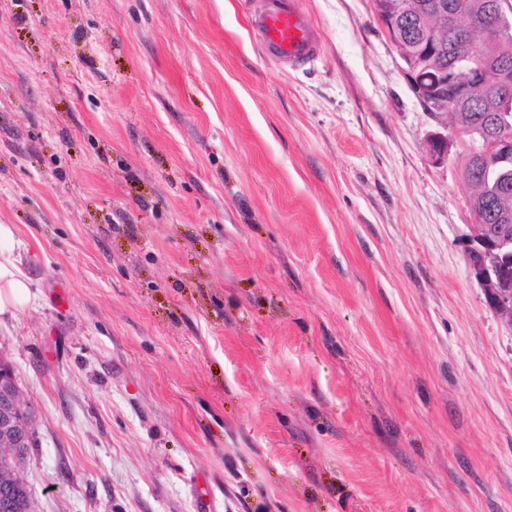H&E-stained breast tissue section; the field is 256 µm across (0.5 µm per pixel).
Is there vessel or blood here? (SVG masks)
Masks as SVG:
<instances>
[{
    "label": "vessel or blood",
    "mask_w": 512,
    "mask_h": 512,
    "mask_svg": "<svg viewBox=\"0 0 512 512\" xmlns=\"http://www.w3.org/2000/svg\"><path fill=\"white\" fill-rule=\"evenodd\" d=\"M265 53L278 64L299 66L312 62L319 47L316 29L298 0H262L251 15Z\"/></svg>",
    "instance_id": "b4317fda"
}]
</instances>
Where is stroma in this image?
I'll use <instances>...</instances> for the list:
<instances>
[{"label": "stroma", "instance_id": "obj_1", "mask_svg": "<svg viewBox=\"0 0 512 512\" xmlns=\"http://www.w3.org/2000/svg\"><path fill=\"white\" fill-rule=\"evenodd\" d=\"M0 0V357L32 512H512V326L373 0ZM251 25L265 53L278 64L304 65L317 56L319 37L298 0H262L251 14ZM30 297L29 280L9 259L0 261V315L14 316Z\"/></svg>", "mask_w": 512, "mask_h": 512}]
</instances>
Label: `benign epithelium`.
I'll return each instance as SVG.
<instances>
[{
  "instance_id": "benign-epithelium-1",
  "label": "benign epithelium",
  "mask_w": 512,
  "mask_h": 512,
  "mask_svg": "<svg viewBox=\"0 0 512 512\" xmlns=\"http://www.w3.org/2000/svg\"><path fill=\"white\" fill-rule=\"evenodd\" d=\"M375 12L388 39L395 45L407 40L408 22L417 19L425 38L414 51L403 56L406 75L424 110L441 127L427 136L428 153L435 163L448 160L451 148L463 149L468 163L478 157L512 153V135L502 129L496 115L512 104V67L497 63L490 49L508 42L512 28V0H492L487 11L473 16L472 27H461L462 17L444 0H374ZM448 52V67L439 70L430 83L423 73L436 66ZM486 110L481 122L469 113ZM456 113L453 125L443 117ZM470 243L477 244L479 262L472 272L487 292L503 289L493 303L495 312L512 325V277L499 275L502 260L498 242L474 231ZM33 406L16 383L10 362L0 358V512H14V502L22 488L20 449L32 442Z\"/></svg>"
}]
</instances>
